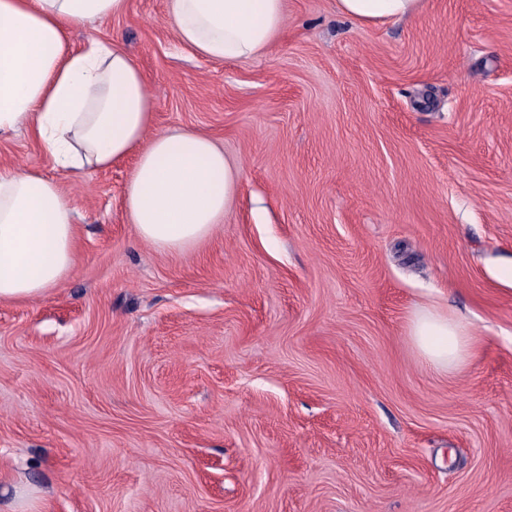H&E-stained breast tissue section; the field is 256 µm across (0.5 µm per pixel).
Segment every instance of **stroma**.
Returning a JSON list of instances; mask_svg holds the SVG:
<instances>
[{"mask_svg":"<svg viewBox=\"0 0 512 512\" xmlns=\"http://www.w3.org/2000/svg\"><path fill=\"white\" fill-rule=\"evenodd\" d=\"M119 37L157 131L239 162L232 210L182 253L142 241L133 162L78 178L77 261L0 302V512H512V0H426L362 27L287 0L258 60L182 49L166 0ZM468 323L428 368L420 310ZM410 334L426 365L437 372H449L468 359L472 336L467 323L425 309L412 319Z\"/></svg>","mask_w":512,"mask_h":512,"instance_id":"35a3bbf8","label":"stroma"}]
</instances>
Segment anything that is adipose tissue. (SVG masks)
Listing matches in <instances>:
<instances>
[{
    "instance_id": "ef3b65f1",
    "label": "adipose tissue",
    "mask_w": 512,
    "mask_h": 512,
    "mask_svg": "<svg viewBox=\"0 0 512 512\" xmlns=\"http://www.w3.org/2000/svg\"><path fill=\"white\" fill-rule=\"evenodd\" d=\"M424 0H336L364 26L405 20ZM128 0H0V137L27 129L62 172L83 174L133 158L128 218L155 248L182 252L207 239L238 197L242 167L209 136L152 132L153 99L120 40L72 50L68 28L126 14ZM178 42L211 61L250 62L281 35L286 0H167ZM76 260L74 210L56 180L34 169L0 174V301L58 286ZM410 334L426 365L468 359L467 323L425 309Z\"/></svg>"
}]
</instances>
